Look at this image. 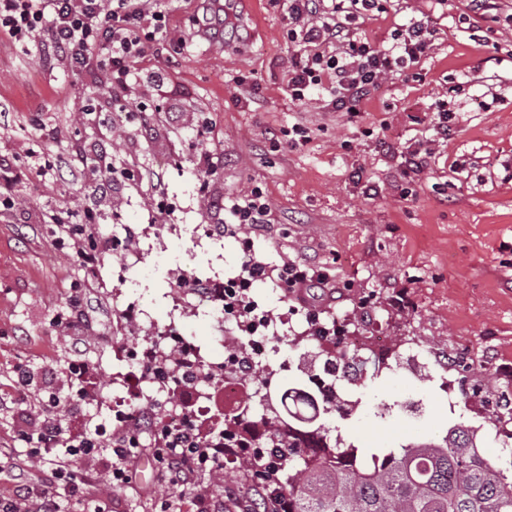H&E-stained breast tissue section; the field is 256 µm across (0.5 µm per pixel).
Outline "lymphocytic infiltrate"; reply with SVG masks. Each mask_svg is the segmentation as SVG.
Wrapping results in <instances>:
<instances>
[{"mask_svg":"<svg viewBox=\"0 0 512 512\" xmlns=\"http://www.w3.org/2000/svg\"><path fill=\"white\" fill-rule=\"evenodd\" d=\"M285 5L283 36L294 47L288 69L289 97L301 101L313 90L327 91L325 107L351 118L359 114L363 101L384 79L408 73L434 45L435 29L421 20L397 25L381 39L361 35L357 21L386 13V0H285ZM0 34L15 44L36 47L41 58L61 61L73 74H105L107 87L127 94L143 84L159 91L167 83L163 73L143 78L133 67L136 58L171 36L159 0H0ZM269 213L258 188L224 207L228 223L240 226L267 223ZM273 275L286 294L300 298L310 335H335V328L322 322L308 300L312 291L329 287L327 275L293 261L275 270L253 262L225 282L224 312L237 320L241 332L248 334L255 326L273 325L270 312L258 310L247 296L255 281ZM61 405L60 396L48 394L45 413L37 426L18 424L14 439L25 444L30 461L51 463L52 481L66 482L67 493L48 491L44 485L31 483L24 474L15 473L11 476L10 496L0 501V512H109L103 497L79 495L83 480L79 465L85 461L104 462V486L130 483V461L144 433L153 441L166 481L189 494H197L198 489L184 471L183 459L196 460L201 471L218 467L214 448L196 438L191 428L165 427L153 410H144L141 422L115 428L106 437L96 430L68 436ZM280 485L277 465L268 463L255 468L245 486L231 488L229 494L274 496L279 512H288V495L281 492Z\"/></svg>","mask_w":512,"mask_h":512,"instance_id":"lymphocytic-infiltrate-1","label":"lymphocytic infiltrate"}]
</instances>
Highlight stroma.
<instances>
[{
    "label": "stroma",
    "instance_id": "35a3bbf8",
    "mask_svg": "<svg viewBox=\"0 0 512 512\" xmlns=\"http://www.w3.org/2000/svg\"><path fill=\"white\" fill-rule=\"evenodd\" d=\"M490 4L476 12L470 0H389L387 13L364 22L363 34L381 38L395 25L426 20L437 38L416 77H388L350 119L320 100L289 98L293 48L283 37L280 0H166L173 38L135 67L144 75L165 71L168 83L160 92L139 89V101L128 104L142 109L153 128L147 135L127 126L100 75H72L0 39V102L11 106L0 155L22 164L28 144L39 140L52 157L81 148L116 171L104 195L65 165L9 187L16 205L0 212V454H20L12 442L18 367L66 394L65 365L82 354L94 368V398L111 395L106 338L134 348L147 336L138 327L115 328L116 315L130 305L224 353L223 338L236 328L218 329L209 308L193 300L175 306V282L194 272L221 282L251 257L272 267L292 259L325 270L330 287L318 308L344 316L351 335L387 337L401 353L409 338L427 352H464L488 394L511 387L505 370L512 368V0ZM221 9L238 29L230 43L195 25ZM183 37L189 47L180 46ZM240 75L256 86L247 104L235 82ZM92 95L98 112L78 117L81 101ZM442 98L456 118L447 139L436 141L429 122ZM202 112L213 120L206 146L224 157L205 188L188 141ZM296 123L308 128L310 140L294 147L286 131ZM385 140L395 150L429 145L430 167L403 176L397 158L383 150ZM131 165L163 174L172 214L155 217L147 185L121 175ZM256 187L270 205V224L220 241L204 233L225 198ZM76 205L96 215L103 236L134 231L126 249L96 252L91 275L82 258L54 248L43 222L49 211ZM247 238L254 241L249 250ZM77 286L90 302L92 324L73 338L52 317ZM249 296L280 320L267 344L269 361L248 386L254 403L272 407L285 389L308 385L322 357L313 340L298 341L304 316L282 289L268 285ZM429 370L423 380L395 366L367 386H350L348 415H324L325 425L375 449L439 437L462 423L477 428L499 467H512L480 397L449 390L455 371L435 364ZM133 470L131 484L112 489L111 512H160L164 503L191 512L190 499L164 484L150 447L140 449Z\"/></svg>",
    "mask_w": 512,
    "mask_h": 512
}]
</instances>
